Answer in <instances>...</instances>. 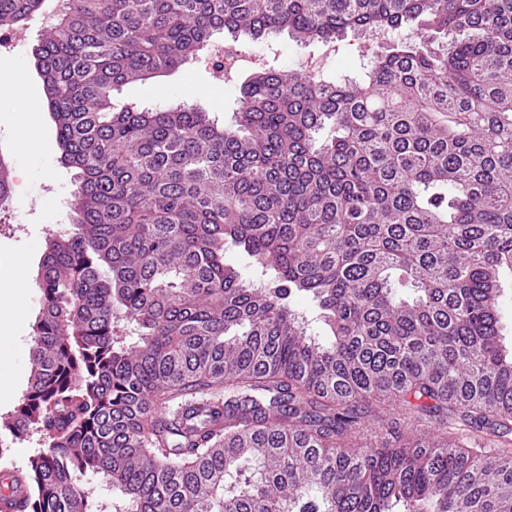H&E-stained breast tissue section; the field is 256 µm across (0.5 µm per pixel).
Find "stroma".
<instances>
[{"mask_svg":"<svg viewBox=\"0 0 512 512\" xmlns=\"http://www.w3.org/2000/svg\"><path fill=\"white\" fill-rule=\"evenodd\" d=\"M43 31L41 17L26 25V36L12 52L0 53V70L25 74L27 83L16 85L0 95V155L10 165L11 194L5 208L0 209V272L11 264L22 262L29 267L25 285L27 308L25 322L34 326L41 311L36 278L50 236L71 222V203L76 189L74 170L59 162L60 150L56 129L47 111L37 112L34 120L21 121L17 112L19 101L31 92L42 89V82L33 66L31 50ZM263 48L265 62L280 70H305L312 47L297 42L288 32H281L263 45L243 39L238 50L251 52ZM252 69L235 74L230 82L216 80L210 66L197 62L179 68L166 77L127 84L114 92L116 105L134 102L147 107H161L175 100L206 106L216 119L231 124L240 107V87L252 76ZM37 135L46 142L43 153L36 158L18 149L17 140ZM30 342L13 345L0 359V417L10 415L26 394L31 375Z\"/></svg>","mask_w":512,"mask_h":512,"instance_id":"1","label":"stroma"}]
</instances>
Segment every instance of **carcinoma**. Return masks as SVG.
Instances as JSON below:
<instances>
[{"label":"carcinoma","mask_w":512,"mask_h":512,"mask_svg":"<svg viewBox=\"0 0 512 512\" xmlns=\"http://www.w3.org/2000/svg\"><path fill=\"white\" fill-rule=\"evenodd\" d=\"M43 6L0 0V27ZM404 26L359 79L254 72L231 126L112 102L218 31ZM33 57L78 186L0 421L45 445L18 469L0 444L15 512H512V0H68ZM294 306L297 310L304 313L310 323L311 329L317 334L323 336L327 334L326 326L318 319L319 310L312 297L308 294H298L294 297Z\"/></svg>","instance_id":"cac0c4a2"}]
</instances>
